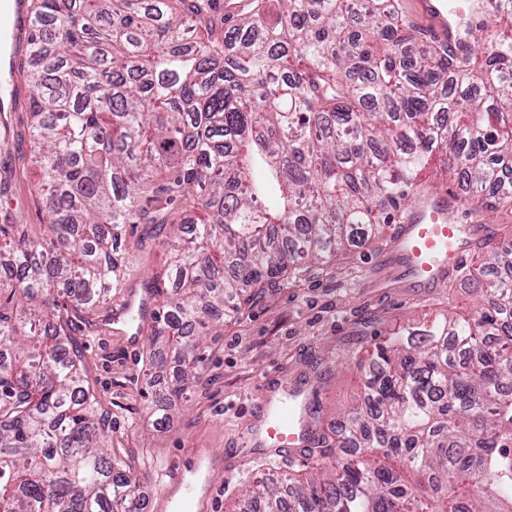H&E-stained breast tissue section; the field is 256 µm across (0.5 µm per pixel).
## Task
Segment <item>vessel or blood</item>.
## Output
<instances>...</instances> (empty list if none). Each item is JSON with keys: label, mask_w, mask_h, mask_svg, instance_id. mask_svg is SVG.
<instances>
[{"label": "vessel or blood", "mask_w": 512, "mask_h": 512, "mask_svg": "<svg viewBox=\"0 0 512 512\" xmlns=\"http://www.w3.org/2000/svg\"><path fill=\"white\" fill-rule=\"evenodd\" d=\"M500 5L501 0H465L464 7L459 8L453 0H419L421 13L432 23V39L458 55L466 48L465 22L476 21ZM462 208L463 200L459 195L444 190L421 193L395 226L391 251L404 274L415 283L425 286L438 282L447 271L466 260L475 242V231L473 225L460 220ZM266 421L275 446L295 447L297 436L291 410H273ZM207 468L206 459L199 456L189 471L175 472L174 480L183 485L186 498L195 495L193 475Z\"/></svg>", "instance_id": "vessel-or-blood-1"}]
</instances>
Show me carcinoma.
Returning a JSON list of instances; mask_svg holds the SVG:
<instances>
[{
  "label": "carcinoma",
  "instance_id": "carcinoma-1",
  "mask_svg": "<svg viewBox=\"0 0 512 512\" xmlns=\"http://www.w3.org/2000/svg\"><path fill=\"white\" fill-rule=\"evenodd\" d=\"M33 0L31 162L50 235L1 224L0 512H145L133 455L105 446L75 321L123 287L128 224H168L150 365L165 400L200 379L201 340L253 297L398 219L431 161L469 213L512 210V34L464 57L416 41L396 0ZM477 316L376 347L339 464L253 479L240 512H512V256L477 245Z\"/></svg>",
  "mask_w": 512,
  "mask_h": 512
}]
</instances>
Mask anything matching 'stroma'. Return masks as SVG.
<instances>
[{
    "mask_svg": "<svg viewBox=\"0 0 512 512\" xmlns=\"http://www.w3.org/2000/svg\"><path fill=\"white\" fill-rule=\"evenodd\" d=\"M28 35V27H18L8 43L15 70L0 73V124L10 126L8 141L0 140V224H24L40 237L49 220L30 163ZM389 234L382 228L367 244L254 299L240 318L225 322L223 335L207 337L199 382L171 406L155 407L146 399L158 376L148 365L147 333L108 321L104 309L93 326L77 325L75 338L109 415L114 445L138 454L146 512H164L170 472L203 451L213 456L215 489L212 496L191 500L188 512H230L255 474L270 467L309 474L317 461L303 449L286 457L263 443L258 403L304 392L313 400L305 416L309 428H339L360 387L359 357L399 327L426 324L449 310L462 318L473 315L478 300L463 278L451 275L424 288L404 277L386 255ZM165 236L151 224L127 225L130 267L120 296L145 294L146 282L164 267ZM249 434L256 443L246 459H238L232 450Z\"/></svg>",
    "mask_w": 512,
    "mask_h": 512,
    "instance_id": "1",
    "label": "stroma"
}]
</instances>
